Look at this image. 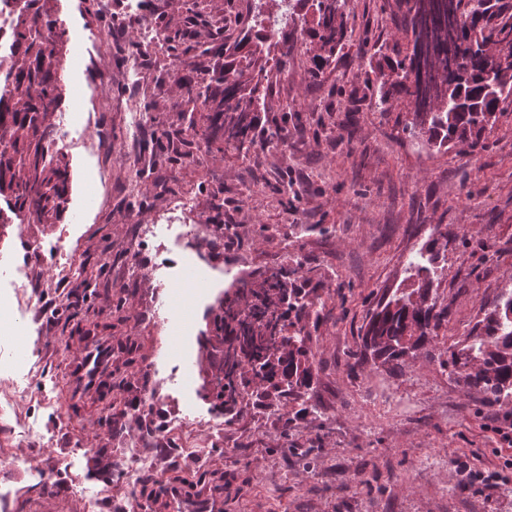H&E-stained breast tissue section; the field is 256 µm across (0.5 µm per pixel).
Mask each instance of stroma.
<instances>
[{
  "mask_svg": "<svg viewBox=\"0 0 512 512\" xmlns=\"http://www.w3.org/2000/svg\"><path fill=\"white\" fill-rule=\"evenodd\" d=\"M40 3L65 24L57 75L82 88L93 119L72 129L81 146L54 153L66 171L60 210L43 224L0 228V303H14L20 267L39 280L55 277L70 253L98 277L89 290L74 284L56 299L35 295L22 308V335L0 336V383L29 393L0 408V512H84L85 500L96 497L104 501L99 512H143L147 501L129 503L123 480L130 432L97 413L108 407L115 416L132 397L155 390V426L141 454L161 479L175 475L187 491L221 493L224 512H512V444L496 430L506 406L484 403L447 364L449 346L512 291V109L486 130L475 154L425 146L404 130L409 100L394 97L381 113L369 89L378 65L406 46L396 0H350L344 49L317 69L319 47L307 34L314 16L306 14L293 56L266 92L257 122L287 119L285 143L246 155L216 144L202 153L194 130L209 125V112L190 125L177 111L184 80L206 75L210 59L175 61L134 29L110 30V19L127 18V0ZM147 3L161 34L221 35L232 44L248 33L241 23L222 29L224 17L244 18L248 0ZM102 80L112 94L108 110L93 106ZM127 104L148 116L134 134ZM165 128L184 141L188 159L158 156L154 140ZM133 156L147 161L137 207L124 164ZM101 166L111 168L112 183L104 204L90 207L87 178ZM295 179L305 190L287 209L276 189ZM180 195L195 196L198 220L222 221L228 233L210 229L202 242L183 244L179 225L158 224L139 251L150 277L125 280L133 218L156 222ZM440 231L447 247L431 295L447 315L436 336L399 367L361 358L371 313L406 286L409 262ZM286 233L296 254L288 262L277 250ZM58 241L63 251L55 250ZM291 270L328 309L312 331L310 409L286 432L252 398L226 419L199 365L213 317L242 284ZM92 335L111 340V369L124 383L115 394L80 396L76 413L63 414L59 404L70 399L63 358ZM172 417L189 423L195 438L204 422L223 420L205 464L178 452L184 437L165 430ZM17 418L42 436L27 451L28 466L12 462L19 446L8 426ZM477 471L496 479L475 480Z\"/></svg>",
  "mask_w": 512,
  "mask_h": 512,
  "instance_id": "obj_1",
  "label": "stroma"
}]
</instances>
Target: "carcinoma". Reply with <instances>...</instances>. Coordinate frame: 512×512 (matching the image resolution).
Instances as JSON below:
<instances>
[{
    "mask_svg": "<svg viewBox=\"0 0 512 512\" xmlns=\"http://www.w3.org/2000/svg\"><path fill=\"white\" fill-rule=\"evenodd\" d=\"M308 2L318 15L312 36L320 44L318 67H323L343 47L347 38L344 17L347 0H297ZM405 6L400 28L413 37L406 54L395 62L399 80L389 84L378 75L371 81L372 99L379 112L391 108L394 96L413 104L410 132L432 148L456 147L466 155L485 148L483 135L512 101V15L498 7L499 0H401ZM42 11L26 8L13 31L14 54L9 71L13 88L0 92V138L11 141L7 160L0 159V195L8 192L12 212L42 224L63 203L65 171L52 165L39 150L38 136L48 113L60 99L55 77L60 62L63 33L47 45L33 37ZM173 60L194 53L204 57L232 47L211 38L183 41L166 36ZM243 73L233 64L224 66L218 81L224 97L211 100L212 123L199 136L206 148L217 141L239 151L255 145L256 126L241 117L217 123L226 112H256L267 71L259 69L254 83L245 88ZM439 238L430 241L426 260L409 263L414 288L394 294L378 305L362 336L364 352L387 362L407 356L405 338L419 346L441 326L430 289L437 275ZM276 300L264 308L266 316L245 326L237 346L224 351V314L215 323V348L207 354L204 372L214 398L224 410H237L238 398L250 395L268 408L284 401L308 403L313 380V353L309 346L310 317L320 320L325 303L310 296L293 280L271 282ZM447 364L464 375L470 388L489 401H512V294L485 314L463 341L448 348Z\"/></svg>",
    "mask_w": 512,
    "mask_h": 512,
    "instance_id": "carcinoma-1",
    "label": "carcinoma"
}]
</instances>
